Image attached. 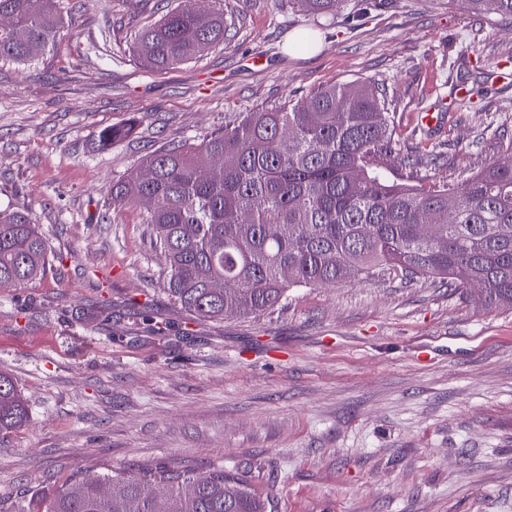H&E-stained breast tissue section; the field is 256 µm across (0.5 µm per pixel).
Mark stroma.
<instances>
[{"label": "stroma", "mask_w": 512, "mask_h": 512, "mask_svg": "<svg viewBox=\"0 0 512 512\" xmlns=\"http://www.w3.org/2000/svg\"><path fill=\"white\" fill-rule=\"evenodd\" d=\"M181 0H58L63 29L0 60V209L48 238L44 277L0 288V371L25 425L0 436V512L75 476L248 472L275 512H512V309L478 288L380 275L289 289L256 315L200 319L165 288L145 205L108 186L148 153L332 86L382 93L402 151L369 170L461 185L512 148V17L450 0H223V46L164 71L133 46ZM315 28L317 45L288 44ZM262 55L265 66L250 62ZM467 84L470 106L454 88ZM447 99L444 125L420 108ZM135 122L99 151V131Z\"/></svg>", "instance_id": "35a3bbf8"}]
</instances>
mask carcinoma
<instances>
[{"label": "carcinoma", "instance_id": "carcinoma-1", "mask_svg": "<svg viewBox=\"0 0 512 512\" xmlns=\"http://www.w3.org/2000/svg\"><path fill=\"white\" fill-rule=\"evenodd\" d=\"M340 0H296L312 16ZM466 12L512 16V0H456ZM0 59L30 61L61 30L56 0H0ZM224 9L185 0L136 37L151 70L185 63L224 44ZM135 124L104 128L96 148L130 138ZM385 100L363 85L324 88L262 112H245L198 143L168 144L112 180V199L152 200L146 223L165 260L168 291L204 319L257 314L294 286L347 283L389 271L476 286L489 305L512 307V151L461 186L413 188L365 171L392 150ZM430 225L424 231V225ZM51 246L31 217L0 210V282L41 278ZM26 409L0 373V432ZM166 488L165 512H273L243 473L146 468L139 474L72 478L33 512H157L151 487Z\"/></svg>", "mask_w": 512, "mask_h": 512}]
</instances>
